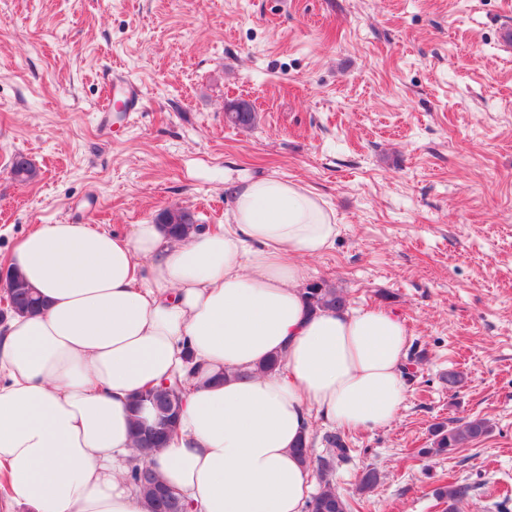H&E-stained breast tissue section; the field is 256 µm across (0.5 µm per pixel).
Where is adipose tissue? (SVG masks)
<instances>
[{"label":"adipose tissue","instance_id":"adipose-tissue-1","mask_svg":"<svg viewBox=\"0 0 512 512\" xmlns=\"http://www.w3.org/2000/svg\"><path fill=\"white\" fill-rule=\"evenodd\" d=\"M218 231L111 233L40 224L9 265L45 302L0 323V512H149L127 480L130 400L185 382L170 443L150 463L196 512H303L315 479L294 452L311 419L391 423L407 393V333L383 309L312 312L307 258L335 210L302 182L225 174ZM279 357L280 366L262 371Z\"/></svg>","mask_w":512,"mask_h":512}]
</instances>
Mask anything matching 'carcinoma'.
I'll return each instance as SVG.
<instances>
[{
	"label": "carcinoma",
	"mask_w": 512,
	"mask_h": 512,
	"mask_svg": "<svg viewBox=\"0 0 512 512\" xmlns=\"http://www.w3.org/2000/svg\"><path fill=\"white\" fill-rule=\"evenodd\" d=\"M11 172L20 175V184L26 185L38 177L37 168L25 157H15ZM156 222L166 226L168 232L176 238L186 236L192 230H199L195 214L187 208L165 209ZM7 291V306L17 313L37 314L42 302L35 297L25 280L18 274L8 272L4 284ZM304 298L312 311H330L346 308L348 299L342 289L324 282H314L304 288ZM182 389L176 383L168 386H156L132 400V411L139 414L146 405L150 406L153 417L150 420L135 421V440L137 450L144 456H150L170 439L176 431L181 405ZM490 432L489 423L483 418H460L449 424H438L431 430V442L421 448L418 455L422 458L450 456L469 444L480 440ZM327 455L312 459L310 443L304 441L299 449L301 463L315 465L318 475V489L305 505V512H352V504L336 488L333 480V465L349 458L351 449L345 438L339 433L325 436ZM129 480L138 493L149 503L151 512H181L185 509L184 498L169 488L160 473L152 466L134 467ZM468 495V487L449 484L437 490L436 498L443 505V512H459V504Z\"/></svg>",
	"instance_id": "1"
}]
</instances>
